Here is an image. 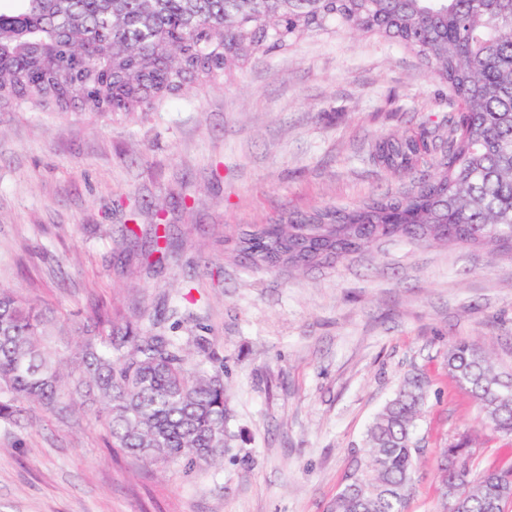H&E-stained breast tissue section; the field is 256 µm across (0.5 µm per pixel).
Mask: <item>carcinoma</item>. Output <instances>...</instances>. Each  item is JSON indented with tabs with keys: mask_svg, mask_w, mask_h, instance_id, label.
I'll list each match as a JSON object with an SVG mask.
<instances>
[{
	"mask_svg": "<svg viewBox=\"0 0 512 512\" xmlns=\"http://www.w3.org/2000/svg\"><path fill=\"white\" fill-rule=\"evenodd\" d=\"M0 5V107L125 117L149 112L190 84L221 81L251 58L305 35L346 28L395 39L448 85L459 111L448 136L379 138L373 164L410 176L403 194L324 207L224 238L247 265L332 264L382 240L512 249V0H6ZM171 243L156 226L151 252ZM53 312L0 287V421L22 408H97L112 447L188 469L223 464L228 436L224 357L212 337L168 336L97 310L78 339L52 340ZM448 372L492 430L512 437V374L461 340ZM428 389L402 382L365 434L366 460L328 512H407L423 454ZM464 437L441 454L443 493L463 512H505L512 464L477 474Z\"/></svg>",
	"mask_w": 512,
	"mask_h": 512,
	"instance_id": "obj_1",
	"label": "carcinoma"
}]
</instances>
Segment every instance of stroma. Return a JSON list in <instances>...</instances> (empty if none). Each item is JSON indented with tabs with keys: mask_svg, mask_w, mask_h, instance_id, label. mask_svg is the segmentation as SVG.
Returning a JSON list of instances; mask_svg holds the SVG:
<instances>
[{
	"mask_svg": "<svg viewBox=\"0 0 512 512\" xmlns=\"http://www.w3.org/2000/svg\"><path fill=\"white\" fill-rule=\"evenodd\" d=\"M456 110L415 53L343 29L134 117L0 110V286L53 309L63 344L99 307L214 337L233 435L222 466L187 470L113 447L92 410L31 408L0 422V512H327L415 372L430 398L408 512H446L438 463L460 435L477 469L511 461L445 357L466 340L512 373V252L393 240L278 272L224 252L226 233L404 190L370 144ZM158 224L167 262L121 248L124 226Z\"/></svg>",
	"mask_w": 512,
	"mask_h": 512,
	"instance_id": "35a3bbf8",
	"label": "stroma"
}]
</instances>
